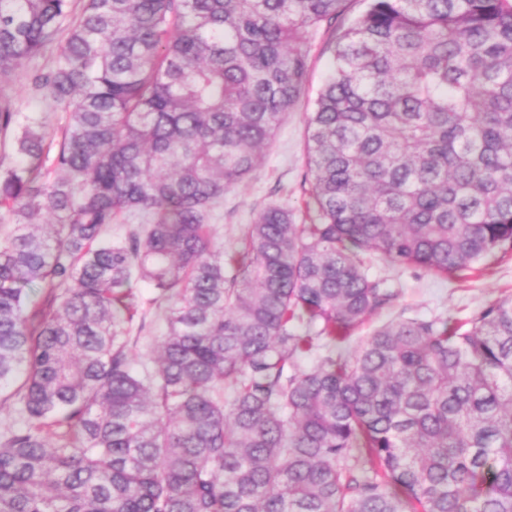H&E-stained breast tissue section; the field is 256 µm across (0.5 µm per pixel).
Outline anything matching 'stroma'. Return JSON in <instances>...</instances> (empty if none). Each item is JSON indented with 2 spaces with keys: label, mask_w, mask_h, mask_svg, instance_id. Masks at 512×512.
<instances>
[{
  "label": "stroma",
  "mask_w": 512,
  "mask_h": 512,
  "mask_svg": "<svg viewBox=\"0 0 512 512\" xmlns=\"http://www.w3.org/2000/svg\"><path fill=\"white\" fill-rule=\"evenodd\" d=\"M329 37L323 27L311 33L309 81L301 101L289 112L255 173L225 193L223 206L210 219L215 240L223 245L225 253L241 248L247 225L268 205L288 206L294 209L298 223L308 221L305 207L309 189L305 160L306 124L331 67L332 57L326 49ZM1 96L14 98L24 111L41 116L48 137L59 135L63 123L61 113L48 101L26 97L24 73L0 79ZM365 261L371 274L389 279L393 288L398 289L399 296L392 307L371 317L354 332L352 341L356 344L393 320L439 316L451 322H466L489 305L512 298V254L490 258L483 272L460 280L436 276L420 266L400 268L371 253L366 254Z\"/></svg>",
  "instance_id": "obj_1"
}]
</instances>
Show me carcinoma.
Returning a JSON list of instances; mask_svg holds the SVG:
<instances>
[{
  "label": "carcinoma",
  "mask_w": 512,
  "mask_h": 512,
  "mask_svg": "<svg viewBox=\"0 0 512 512\" xmlns=\"http://www.w3.org/2000/svg\"><path fill=\"white\" fill-rule=\"evenodd\" d=\"M347 2L0 0V78L56 48L26 86L66 115L49 139L0 98V512H512L511 299L339 350L397 298L362 253H512V0ZM323 24L311 223L265 207L226 273L208 220ZM140 283L168 330L136 372Z\"/></svg>",
  "instance_id": "cac0c4a2"
}]
</instances>
